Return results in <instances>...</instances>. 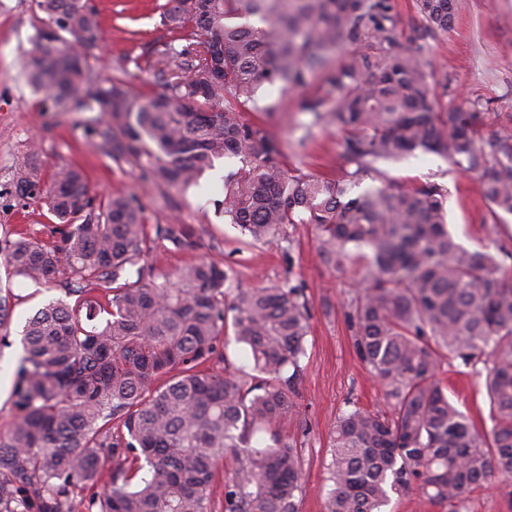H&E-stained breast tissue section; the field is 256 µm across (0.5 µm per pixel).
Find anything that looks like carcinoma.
Instances as JSON below:
<instances>
[{"label": "carcinoma", "instance_id": "cac0c4a2", "mask_svg": "<svg viewBox=\"0 0 512 512\" xmlns=\"http://www.w3.org/2000/svg\"><path fill=\"white\" fill-rule=\"evenodd\" d=\"M32 3L30 79L44 110L81 112L95 101L108 120L92 133L112 159L143 163L157 184L183 193L216 160L236 158L213 205L249 242L310 224L325 265L365 259L346 320L391 413L355 406L337 417L325 512H384L389 492L414 486L460 512L474 490L512 480V270L456 241L440 185L355 192L380 175L379 162L432 151L483 174L492 212L512 213V137L476 138L479 100L467 114L437 111L422 61L399 38L393 0H167L168 57L183 75L146 97L90 65L102 25L89 0ZM417 7L422 40L448 32L464 0ZM345 44L354 50L328 66ZM316 69L327 94L298 107L345 133L337 176L286 169L281 143L244 119L271 111L263 86L297 91ZM15 187L45 201L58 224L51 242L26 232L6 241L9 273L35 284L69 274L80 287L68 289L74 303L52 301L23 328L15 415L0 434V512H210L228 456L236 467L224 512H298L301 463L284 425L310 332L304 285L235 288L212 258L156 273L140 208L122 194L92 206L72 166L44 181L22 162ZM154 235L176 251L198 246L189 224H157ZM229 329L252 361L248 375L232 371ZM445 357L483 363L490 434L448 400ZM214 359L224 372L205 369ZM107 463L104 491L79 495Z\"/></svg>", "mask_w": 512, "mask_h": 512}]
</instances>
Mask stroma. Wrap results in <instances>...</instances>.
Returning <instances> with one entry per match:
<instances>
[{"mask_svg": "<svg viewBox=\"0 0 512 512\" xmlns=\"http://www.w3.org/2000/svg\"><path fill=\"white\" fill-rule=\"evenodd\" d=\"M6 2L7 10L0 11V244L20 224L30 226L39 240H48L55 223L41 203L15 189L13 172L26 159L45 177L61 165L80 169L94 202H106L116 193L135 197L148 225H193L200 246L191 253L172 251L167 242L150 239L151 250L162 257L163 270L206 256L223 261L234 275V284L242 288L273 287L290 275L301 280L311 304V332L287 431L297 442L302 464L298 512H324L330 488V434L338 415L355 405L367 410L387 408L381 385L355 353L345 319L346 303L363 273L361 261L350 259L336 270L323 265L309 224L284 225L278 246L243 245L237 227L225 223L207 203L221 177L237 167V160L216 161L200 188L180 195L145 178L136 161H113L100 148L99 138L87 130L92 113L44 111L41 95L29 84L25 70L36 35L31 0ZM163 2L91 0L103 28V42L91 61L101 77H121L138 95L159 91L158 72L174 78L177 70L166 56L171 36L163 22ZM420 57L432 83L449 88L448 94L438 97L440 111L467 112L478 99L487 110L476 128L477 137L487 140L505 131L512 133V0H467L447 34L424 41ZM322 92L316 74L300 94L266 87L273 110L262 120L282 141L288 167L337 174L344 165L343 132L312 125L310 115L296 106L299 95ZM381 170L383 182L396 188L426 183L447 188L448 228L456 240L471 250L496 253L512 267V214L491 211L481 174L463 172L443 156L421 152L382 164ZM286 242L292 247L288 254L282 249ZM65 292L64 281L37 285L11 279L0 266V293L9 298L8 318L0 329L9 340L8 345H0L2 434L14 417L11 388L23 353L22 327L39 307L64 297ZM442 379L449 401L466 412L478 429L490 430L489 405L477 368L458 364Z\"/></svg>", "mask_w": 512, "mask_h": 512, "instance_id": "stroma-1", "label": "stroma"}]
</instances>
